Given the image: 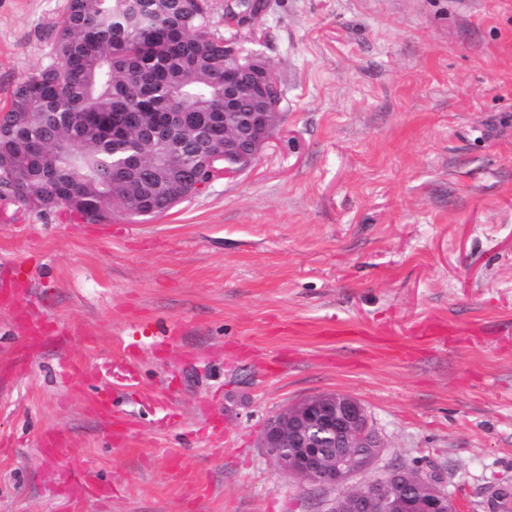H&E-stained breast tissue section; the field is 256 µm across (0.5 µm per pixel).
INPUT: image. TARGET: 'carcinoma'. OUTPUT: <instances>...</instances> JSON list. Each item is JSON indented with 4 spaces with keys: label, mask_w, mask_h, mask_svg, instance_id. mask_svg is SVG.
<instances>
[{
    "label": "carcinoma",
    "mask_w": 512,
    "mask_h": 512,
    "mask_svg": "<svg viewBox=\"0 0 512 512\" xmlns=\"http://www.w3.org/2000/svg\"><path fill=\"white\" fill-rule=\"evenodd\" d=\"M206 0H68L50 25L55 72L44 65L13 89L0 123L7 161L0 193L33 208L65 206L89 223L112 212V200L169 209L155 192L160 159L196 170V132L224 112V40L207 30ZM114 116L129 134L90 123L86 114ZM193 116V129L173 128L150 143L138 117Z\"/></svg>",
    "instance_id": "1"
}]
</instances>
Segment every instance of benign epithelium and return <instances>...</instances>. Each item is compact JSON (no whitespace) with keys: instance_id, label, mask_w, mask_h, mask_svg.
I'll list each match as a JSON object with an SVG mask.
<instances>
[{"instance_id":"7a95c632","label":"benign epithelium","mask_w":512,"mask_h":512,"mask_svg":"<svg viewBox=\"0 0 512 512\" xmlns=\"http://www.w3.org/2000/svg\"><path fill=\"white\" fill-rule=\"evenodd\" d=\"M224 103V137L211 141L199 157L198 177L160 181L174 206L215 178H230L251 167L279 127L281 90L268 62L259 52L243 53L231 40L224 41ZM261 445L284 473L336 486L370 469L382 441L356 398L321 393L271 417ZM427 484L426 493L415 496L412 479L398 467L337 497L331 512H371L372 502L387 492L397 495L403 512H457L438 478L428 477Z\"/></svg>"}]
</instances>
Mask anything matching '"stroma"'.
<instances>
[{
    "label": "stroma",
    "instance_id": "obj_1",
    "mask_svg": "<svg viewBox=\"0 0 512 512\" xmlns=\"http://www.w3.org/2000/svg\"><path fill=\"white\" fill-rule=\"evenodd\" d=\"M268 4L239 45L282 121L252 167L101 224L0 197V512H69L75 460L112 490L82 512H330L339 489L261 446L329 392L383 441L343 488L417 466L458 512L512 490V0ZM66 5L0 0V107ZM18 287L49 325L33 348Z\"/></svg>",
    "mask_w": 512,
    "mask_h": 512
}]
</instances>
